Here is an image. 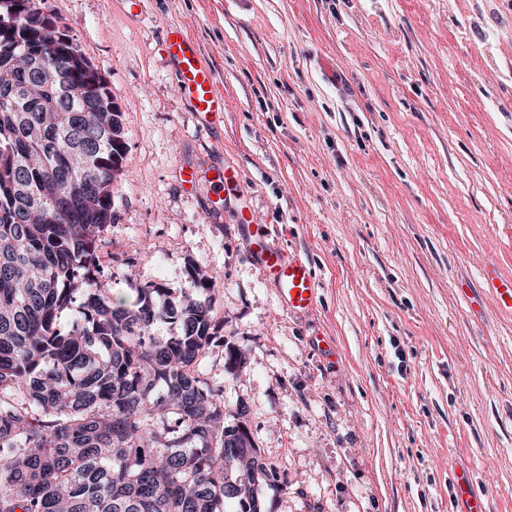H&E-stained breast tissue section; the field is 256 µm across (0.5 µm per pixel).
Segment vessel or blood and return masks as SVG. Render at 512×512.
Wrapping results in <instances>:
<instances>
[{
  "mask_svg": "<svg viewBox=\"0 0 512 512\" xmlns=\"http://www.w3.org/2000/svg\"><path fill=\"white\" fill-rule=\"evenodd\" d=\"M163 50L174 63L179 94L195 111L202 124L212 126L221 122L224 112V92L205 56L196 48L191 34L183 27L166 28ZM179 179L186 190H193L200 181L214 188L211 206L223 211L230 199L240 198V174L231 166L202 170L193 165L182 166ZM246 246L252 257L275 286L283 308L299 314L310 311L317 300V280L310 265L303 259L289 255L271 245L264 237L250 236ZM482 277L498 309L512 312V278L504 276L498 265L486 263ZM456 493L466 500V512H487V496L472 474L457 473L454 477Z\"/></svg>",
  "mask_w": 512,
  "mask_h": 512,
  "instance_id": "b4317fda",
  "label": "vessel or blood"
}]
</instances>
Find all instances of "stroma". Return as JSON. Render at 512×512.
Returning a JSON list of instances; mask_svg holds the SVG:
<instances>
[{
    "label": "stroma",
    "instance_id": "stroma-1",
    "mask_svg": "<svg viewBox=\"0 0 512 512\" xmlns=\"http://www.w3.org/2000/svg\"><path fill=\"white\" fill-rule=\"evenodd\" d=\"M123 114L128 151L98 281H221L223 342L199 370L238 406L272 512H464L456 470L512 512V0H40ZM188 29L224 90L208 130L175 91L164 30ZM238 167L249 224L180 166ZM315 270L284 311L245 234ZM242 359L230 364V351ZM482 277L496 307L512 312V278L505 277L495 262L483 266Z\"/></svg>",
    "mask_w": 512,
    "mask_h": 512
}]
</instances>
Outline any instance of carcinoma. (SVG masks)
<instances>
[{
	"instance_id": "cac0c4a2",
	"label": "carcinoma",
	"mask_w": 512,
	"mask_h": 512,
	"mask_svg": "<svg viewBox=\"0 0 512 512\" xmlns=\"http://www.w3.org/2000/svg\"><path fill=\"white\" fill-rule=\"evenodd\" d=\"M14 2L0 0V512H224L229 497L267 512L257 489L275 472L199 371L220 338L216 283L194 267L196 294L176 300L98 287L123 112L106 85L83 111L98 68L38 0L20 18ZM160 320L179 335L156 338Z\"/></svg>"
}]
</instances>
